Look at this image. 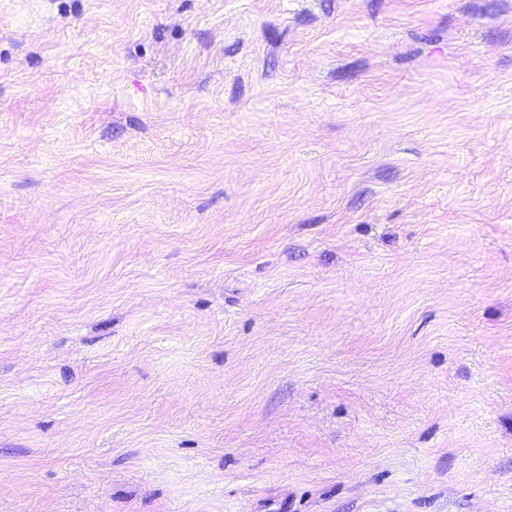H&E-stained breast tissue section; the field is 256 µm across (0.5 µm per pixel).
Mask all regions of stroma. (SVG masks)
<instances>
[{"instance_id": "stroma-1", "label": "stroma", "mask_w": 512, "mask_h": 512, "mask_svg": "<svg viewBox=\"0 0 512 512\" xmlns=\"http://www.w3.org/2000/svg\"><path fill=\"white\" fill-rule=\"evenodd\" d=\"M0 512H512V0H0Z\"/></svg>"}]
</instances>
